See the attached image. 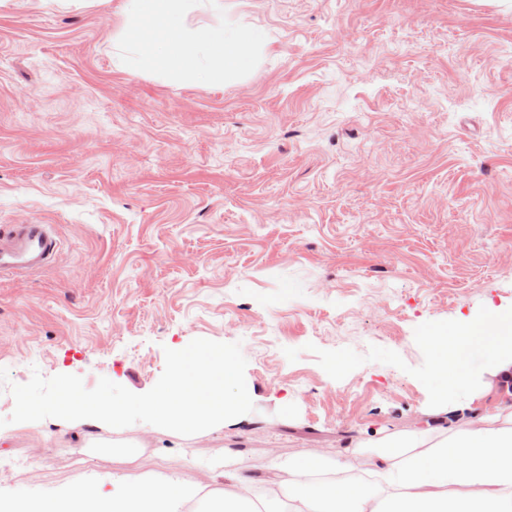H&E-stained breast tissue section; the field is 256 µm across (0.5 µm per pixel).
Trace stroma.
<instances>
[{
    "label": "stroma",
    "mask_w": 512,
    "mask_h": 512,
    "mask_svg": "<svg viewBox=\"0 0 512 512\" xmlns=\"http://www.w3.org/2000/svg\"><path fill=\"white\" fill-rule=\"evenodd\" d=\"M122 0H0V225L51 224L44 269L0 275L9 384L80 376L149 391L165 349L240 343L249 421L199 436L53 419L0 428V463L45 450L32 498L127 468L208 484L216 451L356 470L394 436L494 413L474 372L437 413L423 338L512 312V9L496 0H224L260 49L208 84L117 65ZM287 406H280L281 397ZM68 449L88 468L53 464Z\"/></svg>",
    "instance_id": "obj_1"
}]
</instances>
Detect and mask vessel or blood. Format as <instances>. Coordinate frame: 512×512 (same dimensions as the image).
Segmentation results:
<instances>
[{
	"mask_svg": "<svg viewBox=\"0 0 512 512\" xmlns=\"http://www.w3.org/2000/svg\"><path fill=\"white\" fill-rule=\"evenodd\" d=\"M56 249L49 225H14L0 236V274L40 269L50 262Z\"/></svg>",
	"mask_w": 512,
	"mask_h": 512,
	"instance_id": "1",
	"label": "vessel or blood"
}]
</instances>
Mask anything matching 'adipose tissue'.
Here are the masks:
<instances>
[{"instance_id": "1", "label": "adipose tissue", "mask_w": 512, "mask_h": 512, "mask_svg": "<svg viewBox=\"0 0 512 512\" xmlns=\"http://www.w3.org/2000/svg\"><path fill=\"white\" fill-rule=\"evenodd\" d=\"M198 0H123L120 39L129 43L121 65L180 79L219 82L241 76L259 48L253 31L238 23L189 30L185 17ZM438 375L439 398L463 388L473 368L492 378H512V314L488 311L468 324L427 337ZM498 414L434 439V427L388 443L353 480L349 460L308 454L271 457L262 498L255 480L232 468L223 449L221 481L211 491L166 471L129 469L111 487L74 480L61 492L15 504L12 512H181L210 502V512H512V424Z\"/></svg>"}]
</instances>
